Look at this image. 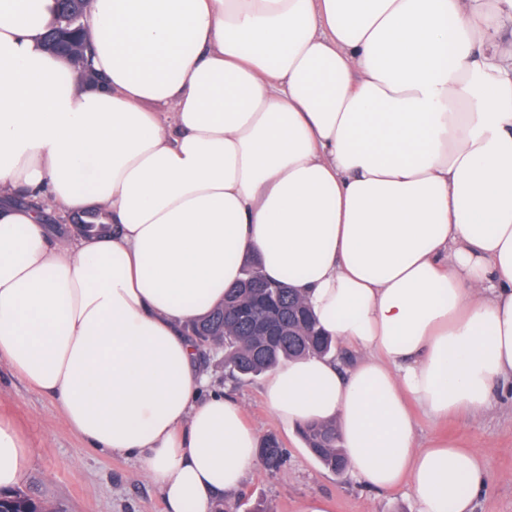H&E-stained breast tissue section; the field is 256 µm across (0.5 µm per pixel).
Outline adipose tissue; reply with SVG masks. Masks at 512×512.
Listing matches in <instances>:
<instances>
[{"instance_id":"1","label":"adipose tissue","mask_w":512,"mask_h":512,"mask_svg":"<svg viewBox=\"0 0 512 512\" xmlns=\"http://www.w3.org/2000/svg\"><path fill=\"white\" fill-rule=\"evenodd\" d=\"M55 0H0V360L91 448L140 454L167 512H213L256 463L182 332L239 258L289 278L337 344L263 394L335 421L349 473L472 512L476 448L417 441L512 378V0H92L99 87L44 50ZM97 210L57 241L48 212ZM0 421V490L30 462Z\"/></svg>"}]
</instances>
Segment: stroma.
<instances>
[{
	"instance_id": "1",
	"label": "stroma",
	"mask_w": 512,
	"mask_h": 512,
	"mask_svg": "<svg viewBox=\"0 0 512 512\" xmlns=\"http://www.w3.org/2000/svg\"><path fill=\"white\" fill-rule=\"evenodd\" d=\"M202 371L209 390L239 402L259 435L276 433L288 452L281 470L255 468L245 480L244 512H301L308 501L325 512H416L406 489L378 492L349 475L320 465L306 451L295 427L267 406L263 377L236 383L224 375L222 356L204 354ZM493 406L479 417L464 414L436 422L416 413L417 435L426 443L445 438L462 448L485 451L486 488L473 512H512V383H500ZM0 418L19 426L31 448L21 489L51 502L57 512H165L162 493L133 456L109 455L88 448L67 424L57 400L33 390L0 362Z\"/></svg>"
}]
</instances>
